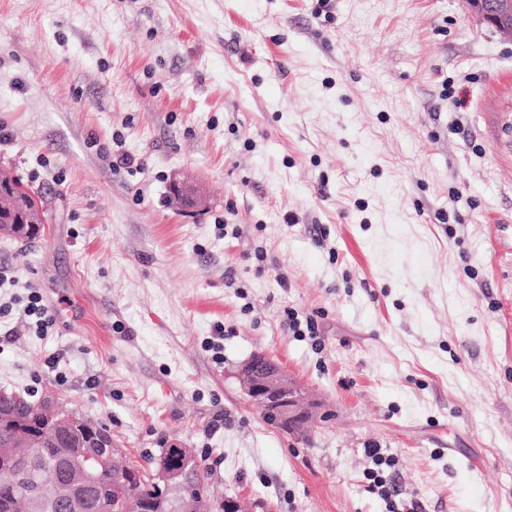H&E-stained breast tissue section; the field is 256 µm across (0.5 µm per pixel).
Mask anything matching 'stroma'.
<instances>
[{
	"instance_id": "1",
	"label": "stroma",
	"mask_w": 512,
	"mask_h": 512,
	"mask_svg": "<svg viewBox=\"0 0 512 512\" xmlns=\"http://www.w3.org/2000/svg\"><path fill=\"white\" fill-rule=\"evenodd\" d=\"M506 98L464 0H0V170L48 213L0 234V305L56 319L0 320V388L193 449L247 512H387L372 446L414 512H512ZM258 352L327 419L268 423ZM30 289L31 291L26 296V300L19 311V315L24 319L35 318V332L42 336L53 326L54 316L42 303V296L38 293L36 288L30 287ZM286 314V323L288 324V330L293 334V336L306 337L319 344L318 340V329L317 324L314 318L310 316L305 317V322L299 317V313L297 310L293 308H289L285 311ZM366 454L373 464V467L367 468L363 473L365 480L368 481L366 490L381 497L388 506V512H399L400 509L394 499L399 493L394 487L390 486L384 476L383 466H390L391 459L382 454L378 448H368Z\"/></svg>"
}]
</instances>
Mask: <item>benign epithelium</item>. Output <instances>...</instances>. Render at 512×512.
<instances>
[{"instance_id": "1", "label": "benign epithelium", "mask_w": 512, "mask_h": 512, "mask_svg": "<svg viewBox=\"0 0 512 512\" xmlns=\"http://www.w3.org/2000/svg\"><path fill=\"white\" fill-rule=\"evenodd\" d=\"M470 11L480 21L499 33L512 36V0H465ZM238 378L247 398L271 418L278 427L289 432L304 426L310 418L314 400L305 389L274 360L264 354H256L245 362ZM44 419L36 433L27 438H49L58 433V428L78 435L89 434L88 422L67 410L50 404L44 408ZM93 447L103 451L112 459L120 455V448L112 441V434L93 438ZM193 452L189 448L171 444L158 456L157 466L151 482L169 501L174 512H198L194 490L182 479ZM95 452H78L68 457L69 478L55 486V497L68 504L71 512H83V505L94 501L105 512L114 506L112 487L101 484L96 478ZM15 461L18 466L10 469L16 478L28 484L26 498L29 512H52L51 504L44 499L41 487L34 476V463L29 457L0 450V462Z\"/></svg>"}]
</instances>
